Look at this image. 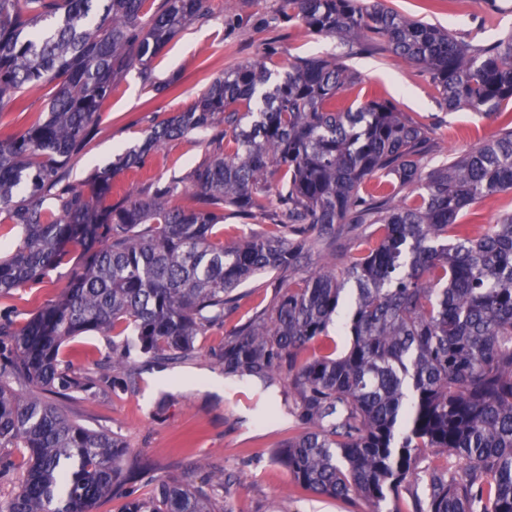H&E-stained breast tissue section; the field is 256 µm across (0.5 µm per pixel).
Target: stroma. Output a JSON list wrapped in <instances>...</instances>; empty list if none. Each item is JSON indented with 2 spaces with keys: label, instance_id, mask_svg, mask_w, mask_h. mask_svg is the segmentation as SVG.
Segmentation results:
<instances>
[{
  "label": "stroma",
  "instance_id": "35a3bbf8",
  "mask_svg": "<svg viewBox=\"0 0 512 512\" xmlns=\"http://www.w3.org/2000/svg\"><path fill=\"white\" fill-rule=\"evenodd\" d=\"M211 18L181 30L153 60L156 81L177 79L176 91L156 94L137 70L124 76L99 112L100 131L87 150L72 159L71 178L81 183L111 164L116 153L141 144L152 119L188 109L224 70L254 61L275 48V63L286 64L311 54L342 56L356 74L341 95L343 104L392 101L400 112L423 123L433 140L428 167L465 153L492 138L512 119V102L500 114L480 115L468 108L448 110L427 76L393 54L385 43L373 52L356 53L337 38L305 33L289 21L283 0H209ZM400 12L423 22L452 29L461 39L495 40L512 30V0H386ZM210 132L169 142L152 152L143 168L122 171L116 188L134 186L150 192L154 180H187L212 153ZM78 258H71L49 279L0 296V311L15 326H24L48 301L69 288ZM272 276L253 278L239 289L235 311L223 325L197 338L195 348L163 364L137 360L128 388L100 387L95 393L57 400L70 419L112 433L146 474L137 490L149 495L158 479L175 478L195 486L208 473H224L218 498L224 512H368L360 499L320 497L297 487L275 453L300 427L288 394V378L280 376L268 390V411L256 405L250 384L225 377L212 352L240 323L268 307L274 294ZM64 359L77 372L97 378L112 372L111 337L92 333L69 341Z\"/></svg>",
  "mask_w": 512,
  "mask_h": 512
}]
</instances>
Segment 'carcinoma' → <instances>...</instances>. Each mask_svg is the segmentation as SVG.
<instances>
[{"label":"carcinoma","mask_w":512,"mask_h":512,"mask_svg":"<svg viewBox=\"0 0 512 512\" xmlns=\"http://www.w3.org/2000/svg\"><path fill=\"white\" fill-rule=\"evenodd\" d=\"M209 0H0V111H30L24 94L52 86L47 114L0 138V227L21 230L0 256V295L47 278L81 254L71 287L21 328L0 317V448L26 458L0 512H95L126 491L125 512H224L215 490L161 479L148 498L127 490L140 463L110 434L67 418L48 395L100 381L63 364L62 344L92 332L112 344L113 388L141 357L178 359L224 323L237 289L280 280L270 307L215 354L227 377L268 387L288 372L301 433L277 451L299 485L358 497L383 512L388 495L426 485L416 512H512V210L484 231L462 221L484 198L512 194V127L425 170L422 124L388 100L342 107L354 80L342 61L266 56L224 72L184 112L153 122L142 145L86 182L70 161L98 133L118 81L150 64L174 36L210 17ZM306 32L372 49L387 43L415 64L448 109L489 115L512 99V36L472 43L382 0H284ZM221 141L189 177L194 206L173 204L179 182L112 203V182L171 140L216 127ZM275 200H268L269 183ZM270 224L230 243L224 209ZM377 242L336 244L362 225ZM325 255L315 266L312 250ZM352 284L347 289L345 285ZM343 349H330V329ZM35 387L23 396L15 385ZM436 448L459 467H420Z\"/></svg>","instance_id":"1"}]
</instances>
